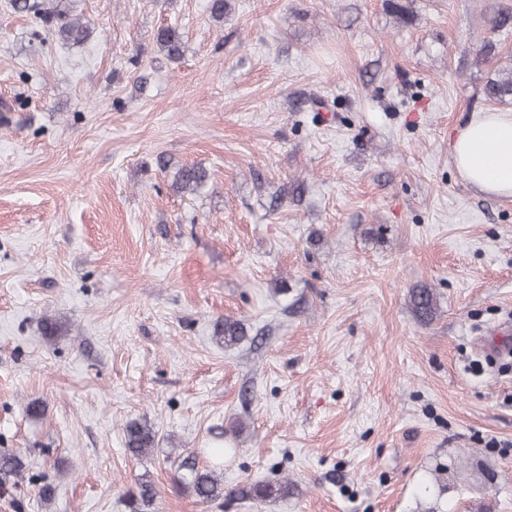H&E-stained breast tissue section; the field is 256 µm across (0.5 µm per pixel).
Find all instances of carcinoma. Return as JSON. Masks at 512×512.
Returning a JSON list of instances; mask_svg holds the SVG:
<instances>
[{"label": "carcinoma", "mask_w": 512, "mask_h": 512, "mask_svg": "<svg viewBox=\"0 0 512 512\" xmlns=\"http://www.w3.org/2000/svg\"><path fill=\"white\" fill-rule=\"evenodd\" d=\"M12 8L28 16L31 22L40 27L49 26L54 33L66 42L82 43L88 36L87 28L81 20L66 8L51 10L41 7L35 0H12ZM158 42L168 57L175 59L181 53V38L176 30L164 28L158 33ZM488 96L497 101L512 97V65L502 76L490 82ZM176 181L189 194H196L206 188L210 182L207 169L198 166H183L176 173ZM410 303L415 313L423 320L433 319L438 310L437 296L433 289L414 288L410 292ZM217 334L224 341V346L232 347L246 338L244 325L234 319L226 318L217 328ZM126 447L134 459H143L151 455L156 448V431L146 422L137 420L126 425ZM23 469V462L16 456H0V485L5 486L10 478ZM175 481L185 491L201 501L211 502L224 498V495L239 499L265 501L270 498L286 497L290 483H251L241 488L224 492V476L217 465L201 466L194 459L182 461L176 470ZM157 496L154 483L147 476L138 482V492L131 496V512H151Z\"/></svg>", "instance_id": "1"}]
</instances>
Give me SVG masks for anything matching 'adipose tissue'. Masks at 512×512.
<instances>
[{"mask_svg":"<svg viewBox=\"0 0 512 512\" xmlns=\"http://www.w3.org/2000/svg\"><path fill=\"white\" fill-rule=\"evenodd\" d=\"M455 166L472 188L512 197V112L474 113L451 144Z\"/></svg>","mask_w":512,"mask_h":512,"instance_id":"adipose-tissue-1","label":"adipose tissue"}]
</instances>
